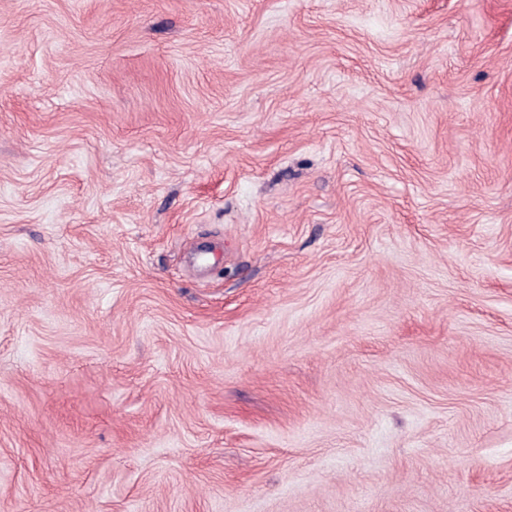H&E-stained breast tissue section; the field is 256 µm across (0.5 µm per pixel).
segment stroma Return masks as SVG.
Returning a JSON list of instances; mask_svg holds the SVG:
<instances>
[{
    "label": "stroma",
    "mask_w": 512,
    "mask_h": 512,
    "mask_svg": "<svg viewBox=\"0 0 512 512\" xmlns=\"http://www.w3.org/2000/svg\"><path fill=\"white\" fill-rule=\"evenodd\" d=\"M0 512H512V0H0Z\"/></svg>",
    "instance_id": "obj_1"
}]
</instances>
